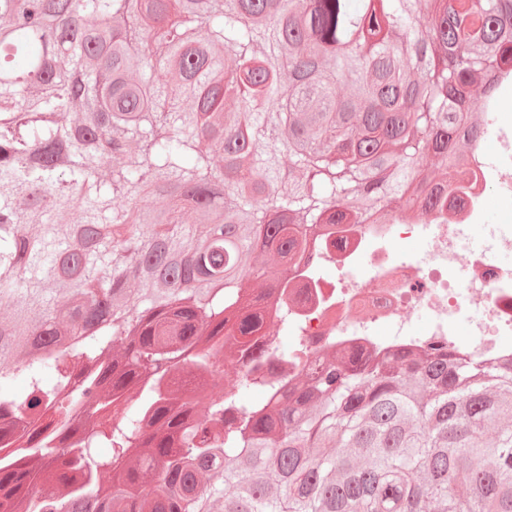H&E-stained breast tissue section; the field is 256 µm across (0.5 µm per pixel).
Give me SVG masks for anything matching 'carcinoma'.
<instances>
[{"label": "carcinoma", "mask_w": 512, "mask_h": 512, "mask_svg": "<svg viewBox=\"0 0 512 512\" xmlns=\"http://www.w3.org/2000/svg\"><path fill=\"white\" fill-rule=\"evenodd\" d=\"M506 76L512 0H0V445L60 425L0 462V512H512V362L350 350L271 402L249 373L163 391L175 361L224 380L210 340L285 279L257 250L448 219Z\"/></svg>", "instance_id": "obj_1"}]
</instances>
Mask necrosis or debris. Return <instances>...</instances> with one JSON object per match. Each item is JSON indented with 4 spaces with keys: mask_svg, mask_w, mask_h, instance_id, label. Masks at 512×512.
Instances as JSON below:
<instances>
[{
    "mask_svg": "<svg viewBox=\"0 0 512 512\" xmlns=\"http://www.w3.org/2000/svg\"><path fill=\"white\" fill-rule=\"evenodd\" d=\"M484 136L493 142L492 163H481L485 187L512 203V128L489 118ZM461 219L410 224H340L307 261L288 275V326L266 317L257 336L265 343L287 336L289 381L307 378L316 359L356 347L376 355L434 346L468 358L512 354V269L487 261L470 247V231L481 226L489 249L512 253V224L483 221L482 199L461 195ZM426 243L411 256L406 241ZM333 277H324V269ZM479 311L467 335L455 321L466 309ZM425 312L424 325L412 317Z\"/></svg>",
    "mask_w": 512,
    "mask_h": 512,
    "instance_id": "necrosis-or-debris-1",
    "label": "necrosis or debris"
}]
</instances>
